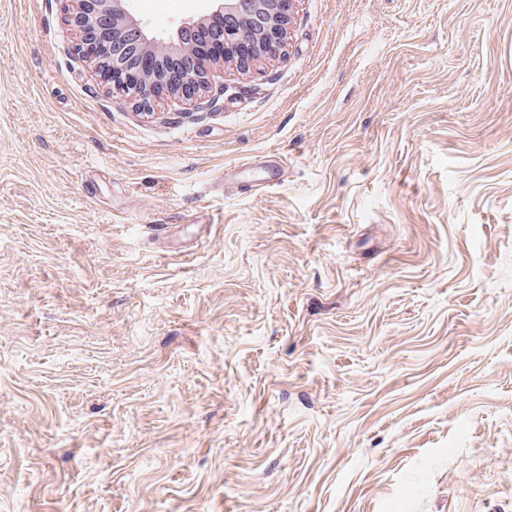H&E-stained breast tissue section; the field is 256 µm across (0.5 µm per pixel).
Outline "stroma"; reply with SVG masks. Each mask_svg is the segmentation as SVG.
Listing matches in <instances>:
<instances>
[{"instance_id": "obj_1", "label": "stroma", "mask_w": 512, "mask_h": 512, "mask_svg": "<svg viewBox=\"0 0 512 512\" xmlns=\"http://www.w3.org/2000/svg\"><path fill=\"white\" fill-rule=\"evenodd\" d=\"M67 11L0 0V512H512V0H299L207 112Z\"/></svg>"}]
</instances>
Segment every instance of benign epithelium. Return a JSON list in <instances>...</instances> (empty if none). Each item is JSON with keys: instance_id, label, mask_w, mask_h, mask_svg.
Returning a JSON list of instances; mask_svg holds the SVG:
<instances>
[{"instance_id": "benign-epithelium-1", "label": "benign epithelium", "mask_w": 512, "mask_h": 512, "mask_svg": "<svg viewBox=\"0 0 512 512\" xmlns=\"http://www.w3.org/2000/svg\"><path fill=\"white\" fill-rule=\"evenodd\" d=\"M69 2L67 22L78 34L73 52L107 82L143 108L178 100L203 112L224 96V86L212 83L217 68L232 64L245 75L286 54L298 0H211L207 14L162 34L138 15L134 0ZM216 17L224 24L205 52L192 32Z\"/></svg>"}]
</instances>
